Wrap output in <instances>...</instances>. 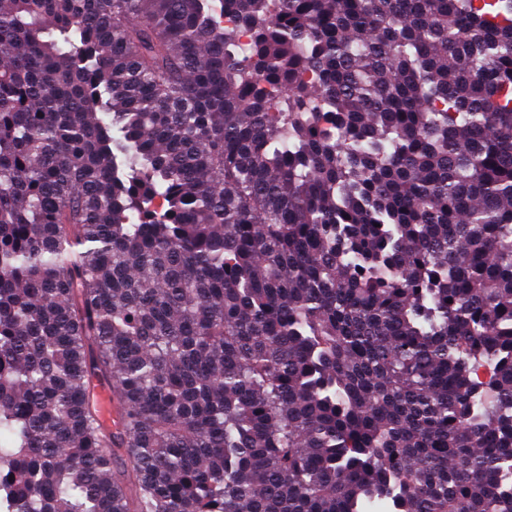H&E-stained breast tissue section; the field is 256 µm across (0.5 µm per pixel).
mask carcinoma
Listing matches in <instances>:
<instances>
[{
	"mask_svg": "<svg viewBox=\"0 0 512 512\" xmlns=\"http://www.w3.org/2000/svg\"><path fill=\"white\" fill-rule=\"evenodd\" d=\"M511 465L512 0H0V512Z\"/></svg>",
	"mask_w": 512,
	"mask_h": 512,
	"instance_id": "obj_1",
	"label": "carcinoma"
}]
</instances>
